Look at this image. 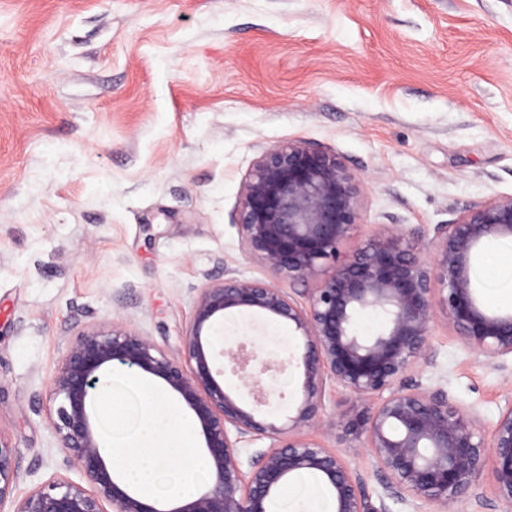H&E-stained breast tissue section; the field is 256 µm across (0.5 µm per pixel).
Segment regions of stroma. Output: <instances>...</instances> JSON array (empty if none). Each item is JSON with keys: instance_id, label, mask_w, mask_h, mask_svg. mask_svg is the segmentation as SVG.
<instances>
[{"instance_id": "35a3bbf8", "label": "stroma", "mask_w": 512, "mask_h": 512, "mask_svg": "<svg viewBox=\"0 0 512 512\" xmlns=\"http://www.w3.org/2000/svg\"><path fill=\"white\" fill-rule=\"evenodd\" d=\"M289 140L338 152L361 182L352 252L382 224L429 240L512 194V0H0V439L22 498L81 481L49 422L50 381L85 326L179 355L200 288H291L246 259L234 223L254 160ZM216 337L293 349L246 312ZM434 366L491 428L512 360L478 362L444 318ZM353 401L327 383L302 435L345 453Z\"/></svg>"}]
</instances>
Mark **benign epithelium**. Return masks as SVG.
Listing matches in <instances>:
<instances>
[{
  "label": "benign epithelium",
  "mask_w": 512,
  "mask_h": 512,
  "mask_svg": "<svg viewBox=\"0 0 512 512\" xmlns=\"http://www.w3.org/2000/svg\"><path fill=\"white\" fill-rule=\"evenodd\" d=\"M359 180L341 155L303 141L278 144L253 163L237 222L244 255L290 281L316 287L306 305L257 279L229 278L200 290L181 354L171 357L148 337L90 325L68 347L51 381L50 424L79 467L80 484L59 475L14 499L16 450L0 441V506L12 512H269L295 475L320 477L334 512H387L368 503L355 459L367 452L381 476L380 498L425 506L512 512V407L486 432L478 416L442 386L407 383L418 365L434 364L431 327L443 316L482 364L512 356V312L478 296L474 265L488 243L512 239V195L464 210L421 244L398 224H382L354 252L341 245L360 225ZM253 312L288 326L299 341L285 361L264 359L245 339L217 352L216 327L230 312ZM372 314L367 334L359 319ZM291 365L301 396L288 427L267 420L276 377ZM159 381L189 409L204 437L211 481L196 494L160 502L132 488L112 467L93 401L114 367ZM250 380L246 400L226 374ZM362 412L343 421L361 440L343 455L298 436L320 415L327 380ZM269 439L244 462L241 439ZM493 496L480 492L484 472Z\"/></svg>",
  "instance_id": "1"
}]
</instances>
